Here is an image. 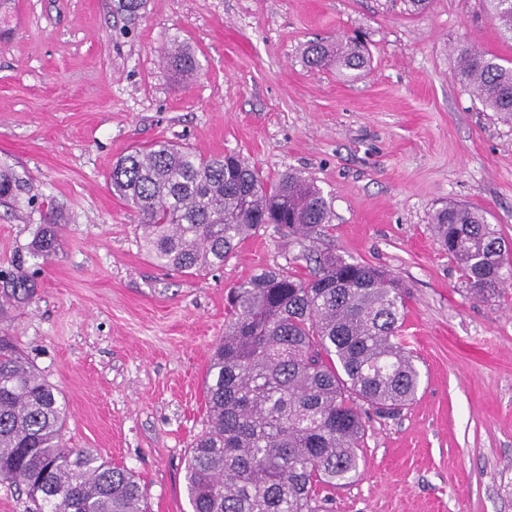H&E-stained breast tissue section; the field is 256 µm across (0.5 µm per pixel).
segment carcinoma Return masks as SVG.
Segmentation results:
<instances>
[{"instance_id": "obj_1", "label": "carcinoma", "mask_w": 512, "mask_h": 512, "mask_svg": "<svg viewBox=\"0 0 512 512\" xmlns=\"http://www.w3.org/2000/svg\"><path fill=\"white\" fill-rule=\"evenodd\" d=\"M491 20L512 40V0H489ZM308 67L350 78L370 65L355 39L316 43ZM176 73L196 60L175 40ZM458 74L485 109L512 117V67L461 49ZM112 193L138 213L140 246L156 265L194 276L224 261L264 224L297 241L326 233L333 212L314 182L289 171L267 182L235 154L203 156L166 141L112 165ZM20 183L0 168V200ZM433 231L482 297L512 281L497 226L454 202L431 215ZM59 225H43L35 256L55 250ZM307 276L263 270L231 289L224 337L205 380L208 426L189 450L192 512H319L318 496L356 477L364 415L400 413L420 373L402 334L406 290L386 272L334 253ZM67 406L9 336H0V481L25 487L36 512H148L135 475L61 443Z\"/></svg>"}]
</instances>
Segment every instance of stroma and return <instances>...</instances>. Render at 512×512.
I'll use <instances>...</instances> for the list:
<instances>
[{
    "mask_svg": "<svg viewBox=\"0 0 512 512\" xmlns=\"http://www.w3.org/2000/svg\"><path fill=\"white\" fill-rule=\"evenodd\" d=\"M118 3L8 0L0 39V165L22 182L0 204V293L36 284L0 311V335L63 396L64 444L132 470L150 512H191L184 466L229 290L330 251L407 285L420 387L400 416L367 419L359 476L325 512H512V284L475 295L430 225L454 201L512 241V119L456 68L462 48L512 61L484 0ZM356 33L371 59L358 79L304 64L308 44ZM174 39L195 54L190 75L160 56ZM158 140L239 154L267 180L304 172L328 232L299 243L266 225L198 276L154 265L108 178ZM54 214L56 249L33 257Z\"/></svg>",
    "mask_w": 512,
    "mask_h": 512,
    "instance_id": "1",
    "label": "stroma"
}]
</instances>
